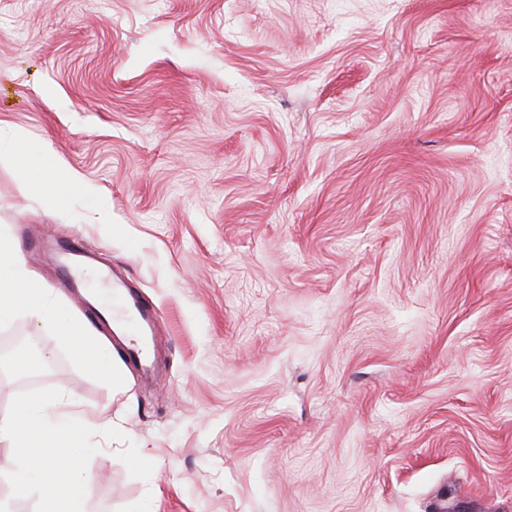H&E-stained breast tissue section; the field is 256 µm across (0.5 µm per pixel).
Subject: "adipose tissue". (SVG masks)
Segmentation results:
<instances>
[{"mask_svg": "<svg viewBox=\"0 0 512 512\" xmlns=\"http://www.w3.org/2000/svg\"><path fill=\"white\" fill-rule=\"evenodd\" d=\"M27 182L57 200L79 185L80 178L63 166L56 153L45 149L28 168ZM48 295V289L26 270L22 255L0 241V318L20 312L38 325L52 322L54 312Z\"/></svg>", "mask_w": 512, "mask_h": 512, "instance_id": "obj_1", "label": "adipose tissue"}]
</instances>
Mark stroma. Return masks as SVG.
Wrapping results in <instances>:
<instances>
[{
  "label": "stroma",
  "mask_w": 512,
  "mask_h": 512,
  "mask_svg": "<svg viewBox=\"0 0 512 512\" xmlns=\"http://www.w3.org/2000/svg\"><path fill=\"white\" fill-rule=\"evenodd\" d=\"M0 234L57 300L86 512H512V0H0ZM81 239L160 317L144 378L58 286ZM80 316L114 382L59 324ZM153 463L130 476L126 442ZM30 187L42 191L53 200H59L72 187L79 185L80 178L66 169L61 159L50 149H43L37 162L27 169Z\"/></svg>",
  "instance_id": "35a3bbf8"
}]
</instances>
